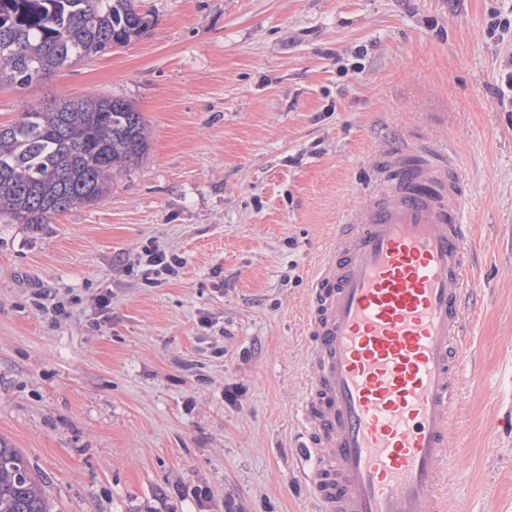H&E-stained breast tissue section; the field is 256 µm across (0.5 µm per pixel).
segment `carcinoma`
<instances>
[{
	"label": "carcinoma",
	"instance_id": "carcinoma-1",
	"mask_svg": "<svg viewBox=\"0 0 512 512\" xmlns=\"http://www.w3.org/2000/svg\"><path fill=\"white\" fill-rule=\"evenodd\" d=\"M137 0H0V83L25 88L74 61L144 36ZM150 149L147 122L128 101L103 95L31 103L0 126V216L48 224L92 205ZM0 512H50L16 448L0 443Z\"/></svg>",
	"mask_w": 512,
	"mask_h": 512
}]
</instances>
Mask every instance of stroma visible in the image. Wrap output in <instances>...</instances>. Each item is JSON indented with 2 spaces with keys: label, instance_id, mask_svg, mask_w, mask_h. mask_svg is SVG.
Instances as JSON below:
<instances>
[{
  "label": "stroma",
  "instance_id": "35a3bbf8",
  "mask_svg": "<svg viewBox=\"0 0 512 512\" xmlns=\"http://www.w3.org/2000/svg\"><path fill=\"white\" fill-rule=\"evenodd\" d=\"M141 8L146 36L0 86V125L101 94L150 129L97 204L0 222V440L52 512H315L296 416L309 279L379 148L418 139L453 146L481 264L446 493L512 512V29L486 31L512 0ZM153 249L181 261L156 283Z\"/></svg>",
  "mask_w": 512,
  "mask_h": 512
}]
</instances>
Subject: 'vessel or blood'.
<instances>
[{"instance_id": "b4317fda", "label": "vessel or blood", "mask_w": 512, "mask_h": 512, "mask_svg": "<svg viewBox=\"0 0 512 512\" xmlns=\"http://www.w3.org/2000/svg\"><path fill=\"white\" fill-rule=\"evenodd\" d=\"M380 156L379 189L309 282L303 478L316 512H450L449 424L477 305L468 190L430 144Z\"/></svg>"}]
</instances>
